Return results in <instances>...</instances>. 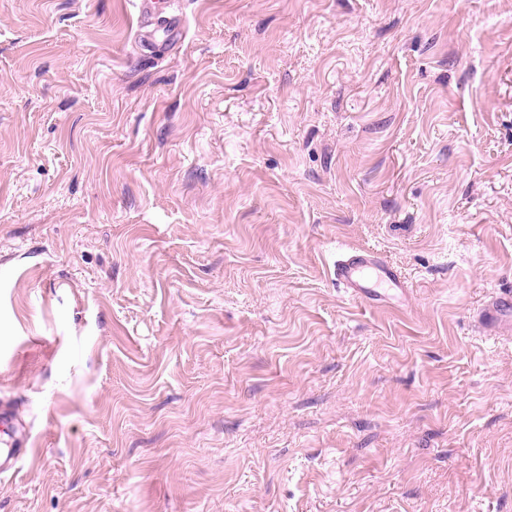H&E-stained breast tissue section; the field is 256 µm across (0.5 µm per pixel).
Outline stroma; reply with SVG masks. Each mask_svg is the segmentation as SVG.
I'll return each mask as SVG.
<instances>
[{"mask_svg":"<svg viewBox=\"0 0 512 512\" xmlns=\"http://www.w3.org/2000/svg\"><path fill=\"white\" fill-rule=\"evenodd\" d=\"M173 8L0 0V512H512V0ZM135 7L142 19L153 25V35L161 33L169 41L173 40L182 27V17L173 14L169 9L170 0H136ZM336 281L351 293L371 300H382L387 295L381 293L388 288H403L399 272L382 262L372 251L349 253L335 265ZM369 281L372 286L367 285ZM479 325L484 328L499 331L506 327L508 331H512V315L510 307V297H501L489 307L479 314ZM0 448V474H13L26 458L29 448H20L17 444H7Z\"/></svg>","mask_w":512,"mask_h":512,"instance_id":"obj_1","label":"stroma"}]
</instances>
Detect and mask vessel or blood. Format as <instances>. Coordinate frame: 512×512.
Masks as SVG:
<instances>
[{
  "mask_svg": "<svg viewBox=\"0 0 512 512\" xmlns=\"http://www.w3.org/2000/svg\"><path fill=\"white\" fill-rule=\"evenodd\" d=\"M135 6L141 18L152 25L154 32L165 39H174L182 27L181 16L171 12V0H135ZM337 282L351 293L378 300L388 288L401 287L399 272L382 262L374 252L360 251L347 254L335 265ZM478 322L482 327L512 331V299L498 298L489 308L479 314ZM28 454L27 449L11 444L0 448V474H12L17 471Z\"/></svg>",
  "mask_w": 512,
  "mask_h": 512,
  "instance_id": "1",
  "label": "vessel or blood"
}]
</instances>
